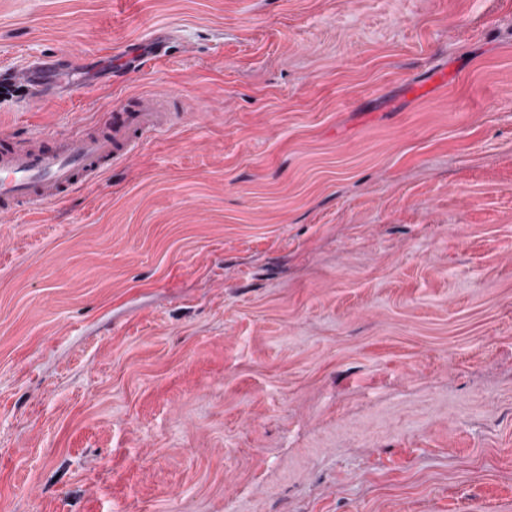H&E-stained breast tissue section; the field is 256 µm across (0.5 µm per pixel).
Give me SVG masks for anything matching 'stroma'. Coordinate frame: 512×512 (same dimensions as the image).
Listing matches in <instances>:
<instances>
[{"label":"stroma","instance_id":"1","mask_svg":"<svg viewBox=\"0 0 512 512\" xmlns=\"http://www.w3.org/2000/svg\"><path fill=\"white\" fill-rule=\"evenodd\" d=\"M0 83L186 114L0 217V512H512V0H0Z\"/></svg>","mask_w":512,"mask_h":512}]
</instances>
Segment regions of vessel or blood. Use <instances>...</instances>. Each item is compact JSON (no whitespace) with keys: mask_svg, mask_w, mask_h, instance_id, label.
Segmentation results:
<instances>
[{"mask_svg":"<svg viewBox=\"0 0 512 512\" xmlns=\"http://www.w3.org/2000/svg\"><path fill=\"white\" fill-rule=\"evenodd\" d=\"M111 114L110 123L87 135L20 138L1 132L0 215H19L94 184L178 118L147 94L136 95L133 106L113 108Z\"/></svg>","mask_w":512,"mask_h":512,"instance_id":"1","label":"vessel or blood"}]
</instances>
